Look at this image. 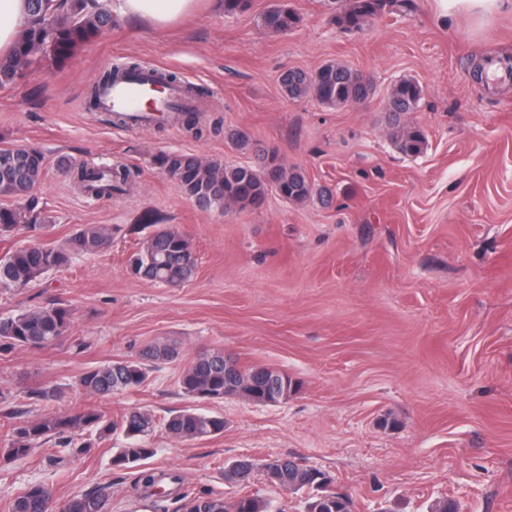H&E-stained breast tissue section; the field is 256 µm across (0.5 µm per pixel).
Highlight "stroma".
<instances>
[{"label": "stroma", "instance_id": "stroma-1", "mask_svg": "<svg viewBox=\"0 0 512 512\" xmlns=\"http://www.w3.org/2000/svg\"><path fill=\"white\" fill-rule=\"evenodd\" d=\"M287 2L301 21L284 34L261 25L271 0L230 15L219 4L162 31L117 19L66 63L0 89V148L47 153L39 193L55 222L42 244L83 224L112 231L108 251L0 294V314L54 300L73 313L53 347L0 357V393L14 406L30 389L54 387L36 414L89 407L118 423L134 409L150 413L147 466L173 471L194 495L256 494L268 512H305L313 489L270 486L261 470L290 458L324 472L353 512H433L446 501L458 512H512V81L495 85L472 71L512 57V17L444 26L434 0H414L409 14L346 31L334 17L349 0ZM128 59L204 89L195 101L201 136L179 125L108 124L88 110L87 87ZM336 62L371 79L369 100L329 108L283 94L284 70ZM403 78L423 98L396 117L386 102ZM398 122L424 131L421 154L395 149ZM234 131L303 169L312 197L294 204L272 193L255 210L203 209L149 164L160 150L255 163L230 147ZM63 156L121 162L139 175L125 192L93 199L75 190ZM163 226L186 234L198 257L180 285L126 272L129 253ZM163 344L178 356L151 365L142 387L107 397L77 389L83 371L142 361ZM217 351L243 368L288 374L296 393L277 405L186 395L184 369ZM188 408L223 416V433H167L164 420ZM125 443L117 430L83 453L50 441L25 458H0V512L32 484L49 486L60 505L104 488L112 512H153L133 490L136 468L113 465ZM243 457L255 464L250 479L228 481L226 469Z\"/></svg>", "mask_w": 512, "mask_h": 512}]
</instances>
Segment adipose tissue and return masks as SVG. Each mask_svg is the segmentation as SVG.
<instances>
[{"instance_id":"adipose-tissue-1","label":"adipose tissue","mask_w":512,"mask_h":512,"mask_svg":"<svg viewBox=\"0 0 512 512\" xmlns=\"http://www.w3.org/2000/svg\"><path fill=\"white\" fill-rule=\"evenodd\" d=\"M212 0H112L113 17L154 29L171 27L192 15L206 12ZM436 15L448 24L461 16L484 25L512 14V0H434ZM31 15L26 0H0V61L8 59L14 44L28 27Z\"/></svg>"}]
</instances>
